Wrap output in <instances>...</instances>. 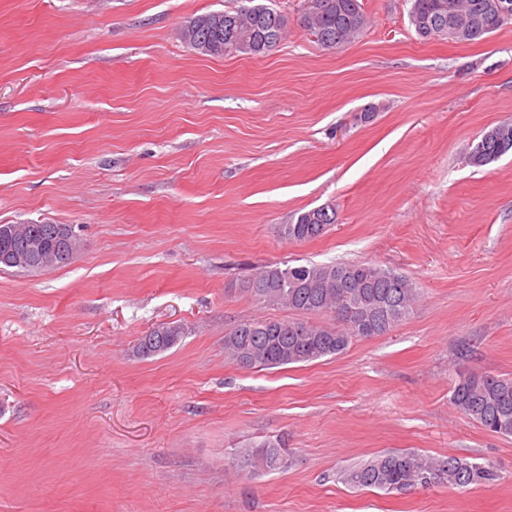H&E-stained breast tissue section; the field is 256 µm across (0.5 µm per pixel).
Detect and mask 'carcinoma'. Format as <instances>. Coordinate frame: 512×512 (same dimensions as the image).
Listing matches in <instances>:
<instances>
[{"label":"carcinoma","mask_w":512,"mask_h":512,"mask_svg":"<svg viewBox=\"0 0 512 512\" xmlns=\"http://www.w3.org/2000/svg\"><path fill=\"white\" fill-rule=\"evenodd\" d=\"M314 13L303 8L301 24L315 41L334 49L354 40L367 26L363 0H313ZM409 21L419 40L448 35L457 42H475L504 25L501 6L512 0H409ZM285 16L264 4L213 11L191 18L181 37L203 55L260 57L282 40ZM512 153V120L485 131L467 153L473 167L489 165ZM336 223V211L322 207L305 211L280 226L291 242L322 236ZM239 290L263 305H282L297 313L288 320L242 319L224 333V352L245 368H273L317 361L343 353L356 338L385 334L413 312L416 289L402 274L373 264L334 263L265 265L237 280ZM325 314L333 323L309 316ZM180 324H163L138 337L140 358L164 353L184 338ZM451 404L461 415L500 436H512V377L459 372L453 380ZM239 471H277L288 467V451L280 437L250 446L237 459ZM341 482L375 488L387 494L444 486L466 490L498 479L488 467L463 458L426 457L402 451L376 455L337 473Z\"/></svg>","instance_id":"obj_1"}]
</instances>
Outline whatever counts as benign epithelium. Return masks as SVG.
<instances>
[{"label":"benign epithelium","mask_w":512,"mask_h":512,"mask_svg":"<svg viewBox=\"0 0 512 512\" xmlns=\"http://www.w3.org/2000/svg\"><path fill=\"white\" fill-rule=\"evenodd\" d=\"M0 234L6 237H17L16 227L3 224ZM52 240L47 241L39 236L29 235L19 238V247L0 253V268H17L21 270H43L53 267L62 258L74 259L78 253V240L70 224L52 226Z\"/></svg>","instance_id":"obj_1"}]
</instances>
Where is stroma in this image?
Segmentation results:
<instances>
[{"label": "stroma", "instance_id": "35a3bbf8", "mask_svg": "<svg viewBox=\"0 0 512 512\" xmlns=\"http://www.w3.org/2000/svg\"><path fill=\"white\" fill-rule=\"evenodd\" d=\"M244 0H0V224H70L69 266L0 269V512H512V437L450 402L456 372L512 375V156L466 162L512 118V23L419 40L407 0L326 49L304 0L261 57L203 56L190 17ZM373 110L369 121L361 113ZM333 207L321 237L279 227ZM286 260L405 275L413 314L340 355L271 369L224 357L230 292ZM182 325L171 350L139 336ZM282 435L291 463L236 473ZM410 450L501 479L385 493L339 469ZM184 336L182 325L173 323L159 325L144 336L138 337L134 345V353L140 358L156 356L178 345Z\"/></svg>", "mask_w": 512, "mask_h": 512}]
</instances>
